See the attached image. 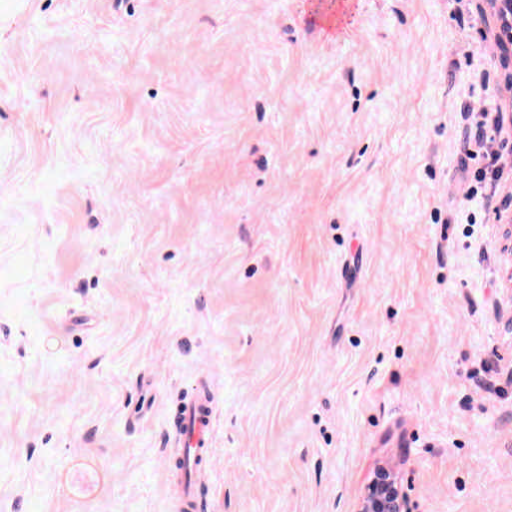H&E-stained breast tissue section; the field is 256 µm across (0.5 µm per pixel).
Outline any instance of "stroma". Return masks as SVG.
<instances>
[{"instance_id": "stroma-1", "label": "stroma", "mask_w": 512, "mask_h": 512, "mask_svg": "<svg viewBox=\"0 0 512 512\" xmlns=\"http://www.w3.org/2000/svg\"><path fill=\"white\" fill-rule=\"evenodd\" d=\"M480 6L0 0V512H179L204 382L206 512H512ZM215 411L203 389L198 390L185 404L180 423V433L176 441L178 448L177 465L170 454L168 468L169 486L176 476L180 509L184 512H197L200 505L196 501V479L213 464V434ZM186 467L193 475L186 476ZM358 512H411L401 478L389 465H379L366 487Z\"/></svg>"}]
</instances>
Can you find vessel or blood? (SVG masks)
Masks as SVG:
<instances>
[{
  "mask_svg": "<svg viewBox=\"0 0 512 512\" xmlns=\"http://www.w3.org/2000/svg\"><path fill=\"white\" fill-rule=\"evenodd\" d=\"M215 411L205 391H197L185 404L176 441L177 465L169 476L178 480L182 512H197L196 477L213 464Z\"/></svg>",
  "mask_w": 512,
  "mask_h": 512,
  "instance_id": "b4317fda",
  "label": "vessel or blood"
}]
</instances>
